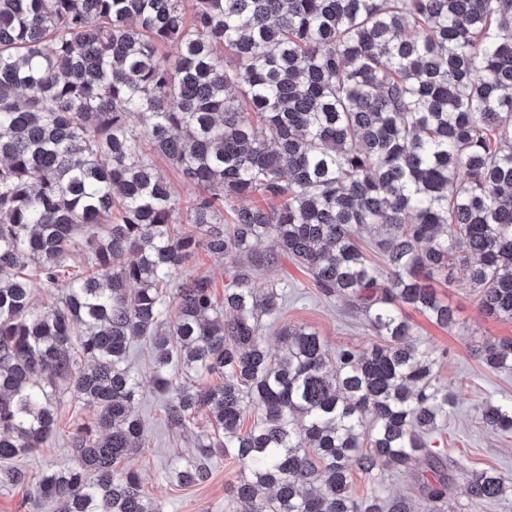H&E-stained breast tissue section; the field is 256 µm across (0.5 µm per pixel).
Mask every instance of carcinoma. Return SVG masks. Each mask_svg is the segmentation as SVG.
Here are the masks:
<instances>
[{
    "label": "carcinoma",
    "instance_id": "1",
    "mask_svg": "<svg viewBox=\"0 0 512 512\" xmlns=\"http://www.w3.org/2000/svg\"><path fill=\"white\" fill-rule=\"evenodd\" d=\"M201 250L230 263L221 296L184 275ZM280 254L365 313L370 348L289 326L270 352L288 284L251 282ZM457 271L512 320V0H0V487L32 481L14 460L55 436L65 380L97 418L37 498L164 512L121 466L145 447L138 337L170 426L203 412L213 429L178 483L209 481L214 450L244 472L226 512H414L356 497L352 466L373 479L417 457L435 512L449 474L430 438L453 395L405 309L452 327L432 282ZM477 355L512 369V341ZM205 375L222 382L192 384ZM478 420L512 434V401ZM510 491L508 472L467 486L474 508Z\"/></svg>",
    "mask_w": 512,
    "mask_h": 512
}]
</instances>
